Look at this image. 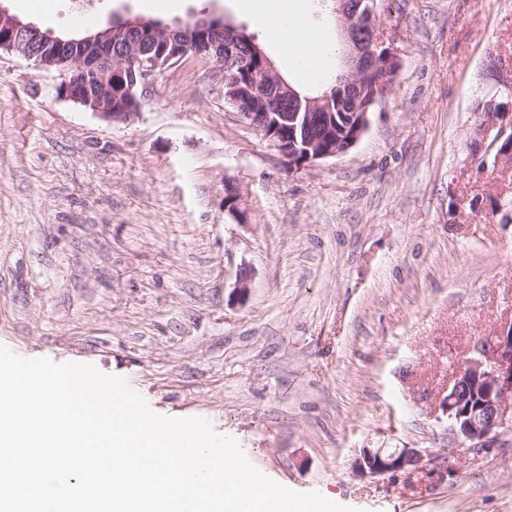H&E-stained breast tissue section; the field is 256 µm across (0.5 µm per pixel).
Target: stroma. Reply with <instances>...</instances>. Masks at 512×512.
<instances>
[{"label": "stroma", "mask_w": 512, "mask_h": 512, "mask_svg": "<svg viewBox=\"0 0 512 512\" xmlns=\"http://www.w3.org/2000/svg\"><path fill=\"white\" fill-rule=\"evenodd\" d=\"M6 6L64 37L221 15L265 41L237 0ZM378 24L399 59L388 95L352 148L299 169L214 64L163 70L111 119L0 51V345L125 377L154 412L209 420L266 477L353 512H512V447H449L440 407L450 362L512 323V223L494 213L512 165L472 154L512 71V0H380ZM364 448H414L423 467L361 476Z\"/></svg>", "instance_id": "1"}]
</instances>
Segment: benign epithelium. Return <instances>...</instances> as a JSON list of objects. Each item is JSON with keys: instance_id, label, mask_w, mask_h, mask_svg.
Returning a JSON list of instances; mask_svg holds the SVG:
<instances>
[{"instance_id": "7a95c632", "label": "benign epithelium", "mask_w": 512, "mask_h": 512, "mask_svg": "<svg viewBox=\"0 0 512 512\" xmlns=\"http://www.w3.org/2000/svg\"><path fill=\"white\" fill-rule=\"evenodd\" d=\"M338 2L348 54L333 93L301 100L287 91L272 62L255 44L233 73L231 84L224 87V100L295 168L353 147L367 129L369 109L389 92L388 77L398 67L396 54L379 30L376 0ZM130 35L152 41L153 55L132 65L126 56L114 53L115 44ZM242 39L234 24L210 16L175 28L143 17H117L94 35L64 40L22 21L0 4V50L68 72L60 86L64 97L112 119L137 113L160 64L175 66L191 56L221 66L224 60L236 58ZM366 82L372 94L363 100L359 91ZM114 100L121 111H112ZM335 102L349 119L340 132L332 112ZM482 134L493 135L494 164L512 163L511 112L487 113ZM239 202L233 187L224 188L225 210L241 215ZM443 410L451 444L476 453L512 445V324L468 348L448 376ZM422 461L414 448H364L355 466L359 474L374 476L410 472Z\"/></svg>"}]
</instances>
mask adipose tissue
<instances>
[{"instance_id": "ef3b65f1", "label": "adipose tissue", "mask_w": 512, "mask_h": 512, "mask_svg": "<svg viewBox=\"0 0 512 512\" xmlns=\"http://www.w3.org/2000/svg\"><path fill=\"white\" fill-rule=\"evenodd\" d=\"M263 23L264 37L288 64L297 89L323 81L334 69L337 51L327 30L309 19V0H240Z\"/></svg>"}]
</instances>
